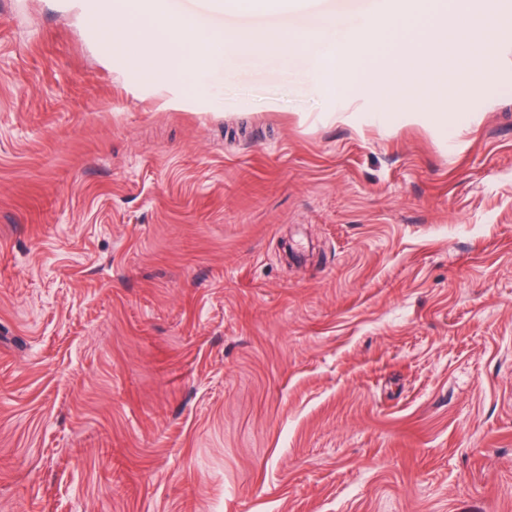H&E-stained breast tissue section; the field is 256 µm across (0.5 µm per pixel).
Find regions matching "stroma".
Segmentation results:
<instances>
[{"label":"stroma","mask_w":512,"mask_h":512,"mask_svg":"<svg viewBox=\"0 0 512 512\" xmlns=\"http://www.w3.org/2000/svg\"><path fill=\"white\" fill-rule=\"evenodd\" d=\"M356 34L390 0H164ZM0 0V512H512V0L495 79L220 52Z\"/></svg>","instance_id":"1"}]
</instances>
